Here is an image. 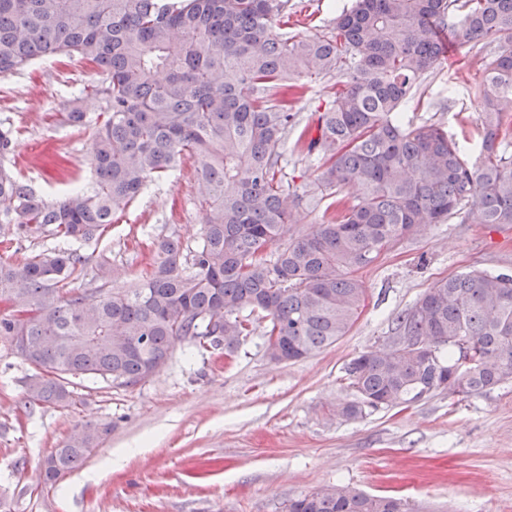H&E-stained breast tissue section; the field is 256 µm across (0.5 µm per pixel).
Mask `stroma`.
<instances>
[{
    "instance_id": "stroma-1",
    "label": "stroma",
    "mask_w": 512,
    "mask_h": 512,
    "mask_svg": "<svg viewBox=\"0 0 512 512\" xmlns=\"http://www.w3.org/2000/svg\"><path fill=\"white\" fill-rule=\"evenodd\" d=\"M351 0H288L314 15L300 37L323 35ZM481 44L448 38L439 73L401 121L436 123L459 142H476L482 101ZM99 77L78 59L48 57L0 74V126L18 130L9 165L56 199L90 188L92 135L105 118ZM77 98L91 124L58 119ZM204 213L192 165L149 184L100 236L76 242L84 269L72 286L92 291L108 261L116 285L134 282L149 246L174 235L200 242ZM54 236L16 235L0 224V259L49 253ZM470 268L512 274V226L423 224L358 271L365 306L349 333L308 358L272 362L257 323L228 359L176 343L166 365L137 385L74 379L68 408L27 403L33 367L0 339V512H288L291 500L343 484L406 500L409 512H512V380L469 398L438 394L364 418L331 415L350 392L344 366L383 346L394 320L436 281ZM109 432L82 467L55 485L40 465L76 427Z\"/></svg>"
}]
</instances>
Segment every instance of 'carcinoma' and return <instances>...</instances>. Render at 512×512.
I'll return each instance as SVG.
<instances>
[{"label":"carcinoma","instance_id":"obj_1","mask_svg":"<svg viewBox=\"0 0 512 512\" xmlns=\"http://www.w3.org/2000/svg\"><path fill=\"white\" fill-rule=\"evenodd\" d=\"M287 0H0V74L35 59L78 57L100 77L110 113L93 135L91 189L50 201L0 164V223L25 237L89 240L152 181L190 161L205 213L201 242L166 236L128 288H69L84 260L61 248L0 261V338L36 373L28 401L75 404L70 379L136 385L191 340L230 357L256 321L277 338L275 362L306 358L352 328L365 302L355 273L420 224L454 218L512 224V0H353L326 35H288ZM497 43L478 87L477 161L442 126L396 113L438 69L439 32ZM342 74L312 125L299 127L303 77ZM64 123L81 127L75 103ZM319 159L317 188L290 191L281 166L288 133ZM355 192L353 202L344 192ZM333 211L287 237L301 204ZM397 335L351 359L346 420L437 393L481 394L512 380V275L479 269L435 282L397 319ZM476 361L456 371L463 350ZM108 433L86 423L44 459L54 483L79 469ZM288 512H407L402 499L336 484L290 501Z\"/></svg>","mask_w":512,"mask_h":512}]
</instances>
